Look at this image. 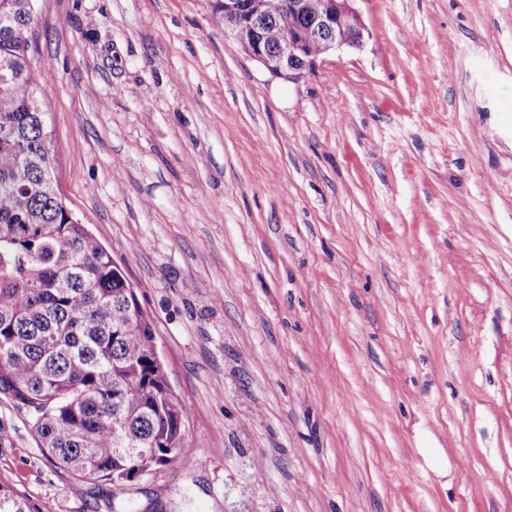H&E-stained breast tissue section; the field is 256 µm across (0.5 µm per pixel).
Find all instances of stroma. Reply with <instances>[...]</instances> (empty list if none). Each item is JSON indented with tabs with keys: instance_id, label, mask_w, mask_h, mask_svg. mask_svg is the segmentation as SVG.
I'll use <instances>...</instances> for the list:
<instances>
[{
	"instance_id": "obj_1",
	"label": "stroma",
	"mask_w": 512,
	"mask_h": 512,
	"mask_svg": "<svg viewBox=\"0 0 512 512\" xmlns=\"http://www.w3.org/2000/svg\"><path fill=\"white\" fill-rule=\"evenodd\" d=\"M296 82L211 0H35L62 199L186 405L117 487L0 394L32 512H512V0H355Z\"/></svg>"
}]
</instances>
